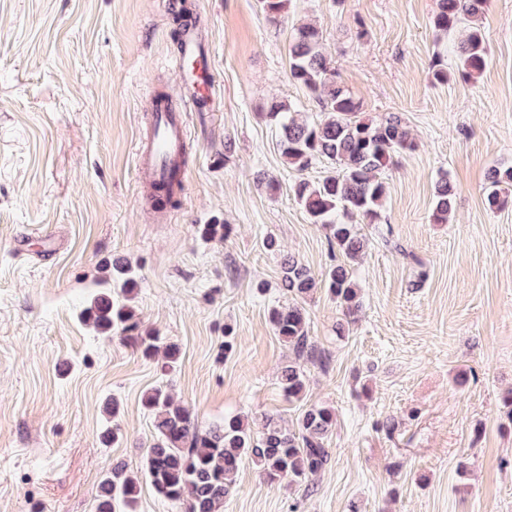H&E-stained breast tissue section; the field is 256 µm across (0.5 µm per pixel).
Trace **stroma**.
I'll list each match as a JSON object with an SVG mask.
<instances>
[{
    "mask_svg": "<svg viewBox=\"0 0 512 512\" xmlns=\"http://www.w3.org/2000/svg\"><path fill=\"white\" fill-rule=\"evenodd\" d=\"M186 2L215 94L212 111L184 115L190 159L161 222L136 149L154 95L176 90L166 0H0V512H96L116 459L140 479L135 512H180L141 477L153 442L142 398L159 384L202 427L335 409L319 474L271 485L244 461L224 512H512V203L485 204L487 171L512 166V0H492L483 20L484 73L445 84L431 75L450 45L433 29L437 0H289L276 22L259 0ZM303 23L321 31L362 112L400 115L415 147L386 171L379 218L360 225L363 308L348 334H336L344 316L326 288L306 303L316 358L291 402L277 373L293 352L268 318L286 299L280 258L263 241L318 278L339 257L292 192L330 161L288 168L266 116L274 101L320 116L290 76ZM443 177L457 197L437 224ZM218 222L230 237L200 235ZM115 256L137 275L140 332L181 348L168 375L81 319L110 288ZM115 422L123 437L105 443Z\"/></svg>",
    "mask_w": 512,
    "mask_h": 512,
    "instance_id": "35a3bbf8",
    "label": "stroma"
}]
</instances>
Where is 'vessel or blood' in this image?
<instances>
[{
    "label": "vessel or blood",
    "instance_id": "b4317fda",
    "mask_svg": "<svg viewBox=\"0 0 512 512\" xmlns=\"http://www.w3.org/2000/svg\"><path fill=\"white\" fill-rule=\"evenodd\" d=\"M180 94L158 102L154 112L155 134L138 148L139 172L144 179L161 181L170 177L173 165L187 147L183 114L198 109L200 102H212L215 74L198 28H189L184 46L173 62Z\"/></svg>",
    "mask_w": 512,
    "mask_h": 512
}]
</instances>
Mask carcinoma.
Segmentation results:
<instances>
[{"mask_svg": "<svg viewBox=\"0 0 512 512\" xmlns=\"http://www.w3.org/2000/svg\"><path fill=\"white\" fill-rule=\"evenodd\" d=\"M490 0H437L433 28L443 35L462 23L468 24L465 38L456 50V66L469 78L481 75L489 64L482 18ZM197 19L185 8L173 11L172 36L182 46L183 34ZM290 75L317 102L324 118L309 120L290 115L292 108L280 102L271 104L267 117L278 124L277 143L286 165L297 171L308 170L326 159L334 170L316 181L299 180L294 196L315 224L329 229L330 244L341 258L317 280L294 255L281 261V288L290 296L285 305H274L268 317L275 334L295 351L279 373V386L290 400L300 401L306 387L301 359L314 354L309 322L303 304L318 288H328L347 317L361 309V287L352 263L368 248L369 239L354 221L370 222L379 216L386 196L384 172L397 154L412 148L407 125L392 115L377 122L362 115L360 106L336 81V65L324 48L320 31L311 24L296 28L289 44ZM490 209L508 205L512 195V166L492 168L487 173ZM182 189L173 177L151 186L157 209L178 203ZM456 199V187L447 178L434 187L433 220L448 222ZM112 281L121 295L98 293L85 310V320L107 334L128 336L146 358L159 350V337L137 333L130 295L138 285L132 266L121 257L109 263ZM180 347H164L163 372L174 370ZM143 406L153 420L154 441L144 459L143 471L155 492L184 508V512H224V500L234 489V477L244 460L251 461L270 484L287 476L303 481L322 470L328 462L326 442L336 426V411L312 406L298 417L292 430L267 416L259 427L249 418L236 414L209 429L198 428L191 412L176 403L164 385L150 389ZM139 493L138 478L130 475L123 462L112 464L99 485L96 512H133Z\"/></svg>", "mask_w": 512, "mask_h": 512, "instance_id": "carcinoma-1", "label": "carcinoma"}]
</instances>
